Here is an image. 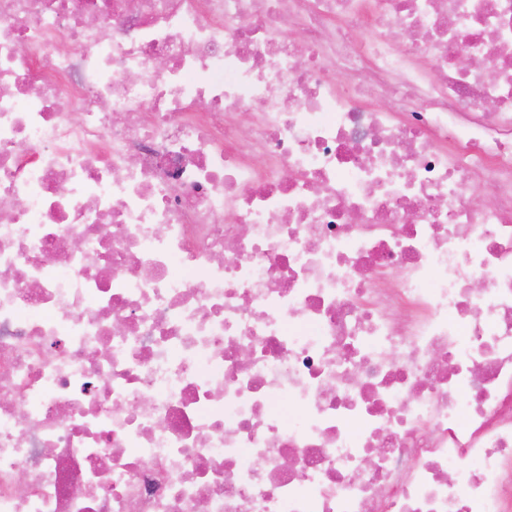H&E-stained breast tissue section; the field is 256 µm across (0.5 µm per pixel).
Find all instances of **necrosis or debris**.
<instances>
[{
	"instance_id": "1",
	"label": "necrosis or debris",
	"mask_w": 512,
	"mask_h": 512,
	"mask_svg": "<svg viewBox=\"0 0 512 512\" xmlns=\"http://www.w3.org/2000/svg\"><path fill=\"white\" fill-rule=\"evenodd\" d=\"M0 512H512V0H0Z\"/></svg>"
}]
</instances>
